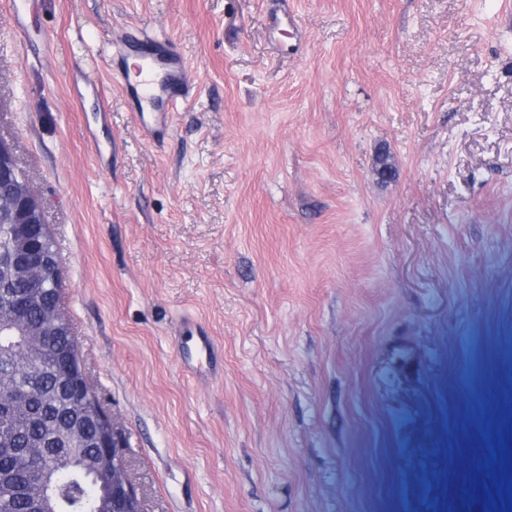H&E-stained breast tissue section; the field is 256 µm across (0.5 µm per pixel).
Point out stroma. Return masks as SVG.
I'll list each match as a JSON object with an SVG mask.
<instances>
[{"mask_svg": "<svg viewBox=\"0 0 512 512\" xmlns=\"http://www.w3.org/2000/svg\"><path fill=\"white\" fill-rule=\"evenodd\" d=\"M0 139L144 512H512V0H0ZM127 47L137 46L147 56L158 62L165 71L164 81L159 84V93H152V82H144L147 88L142 87L141 93L135 90L136 96L150 94V102L153 106L149 118L142 117L143 128L151 134L166 130L171 121V112L179 100H187L189 95V83L186 64L183 57L170 43L148 34H143L134 39L132 43L126 40ZM179 336H187L178 341L177 354L182 369L197 378H213L221 373L216 348L200 324L189 318L181 321Z\"/></svg>", "mask_w": 512, "mask_h": 512, "instance_id": "obj_1", "label": "stroma"}]
</instances>
